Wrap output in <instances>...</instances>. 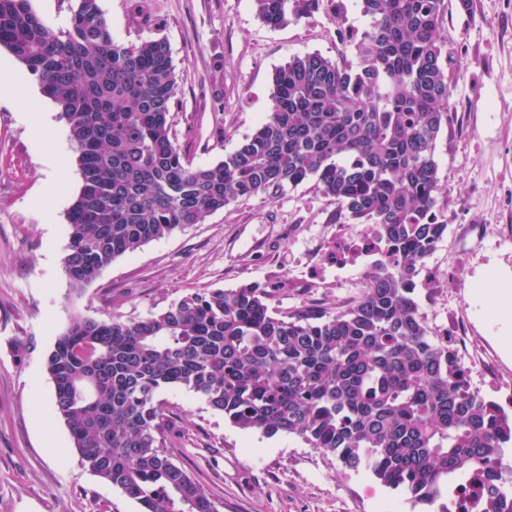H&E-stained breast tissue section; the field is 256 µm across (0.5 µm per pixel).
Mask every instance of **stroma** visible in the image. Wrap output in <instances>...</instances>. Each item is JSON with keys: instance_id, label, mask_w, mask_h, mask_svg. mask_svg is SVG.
I'll list each match as a JSON object with an SVG mask.
<instances>
[{"instance_id": "stroma-1", "label": "stroma", "mask_w": 512, "mask_h": 512, "mask_svg": "<svg viewBox=\"0 0 512 512\" xmlns=\"http://www.w3.org/2000/svg\"><path fill=\"white\" fill-rule=\"evenodd\" d=\"M444 27L451 118L436 146L437 209L448 229L416 277L413 298L430 333L466 336L482 361L471 383L512 411V338L490 310L494 292L474 284L512 277V0H447ZM113 38L165 40L177 78L172 132L192 165L223 160L271 110L272 77L295 55L352 57L342 32L367 19L359 0L336 18L329 0L310 18L271 27L254 0H99ZM27 98L0 102V512H140L138 503L83 466L69 428L53 411L45 358L73 313L141 319L198 289L251 283L275 289L281 315L356 301L365 274L329 268L312 281V255L334 236L333 200L315 180L274 196L238 199L200 223L112 262L82 293L63 269L68 212L81 176L55 103L28 77ZM42 108L50 123L32 138L20 111ZM59 153L64 173L41 198ZM25 351H17V344ZM172 430L166 452L203 485L219 512H416L371 474L344 470L332 454L284 434L246 432L185 389L162 394Z\"/></svg>"}]
</instances>
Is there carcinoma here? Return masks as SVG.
<instances>
[{
    "label": "carcinoma",
    "mask_w": 512,
    "mask_h": 512,
    "mask_svg": "<svg viewBox=\"0 0 512 512\" xmlns=\"http://www.w3.org/2000/svg\"><path fill=\"white\" fill-rule=\"evenodd\" d=\"M272 26L320 0H254ZM354 59L294 56L273 75L271 111L223 161L194 166L171 134L168 44H121L98 0L54 29L30 0H0V47L58 106L81 188L63 268L77 291L116 258L230 202L314 178L338 224H374L391 260L345 309L278 316L274 289L193 291L138 320L71 318L46 358L54 412L98 477L143 512H218L163 451L161 392L185 388L243 431L301 438L371 473L414 506L448 512L458 480L478 512H512V414L472 389L448 340L429 335L415 278L448 225L437 214L436 144L451 109L446 0H361Z\"/></svg>",
    "instance_id": "1"
}]
</instances>
